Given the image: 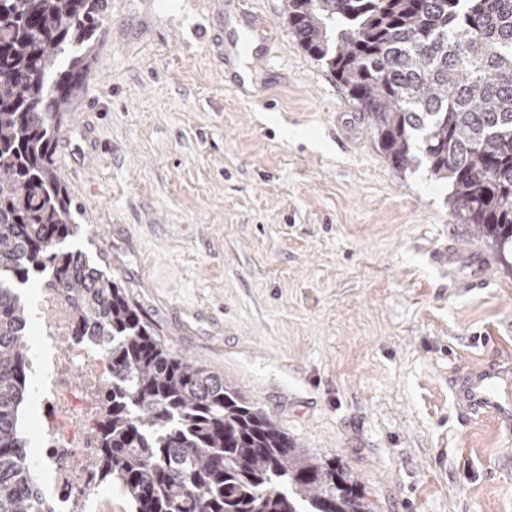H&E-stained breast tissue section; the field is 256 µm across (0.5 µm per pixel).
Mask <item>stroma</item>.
<instances>
[{"label":"stroma","instance_id":"obj_1","mask_svg":"<svg viewBox=\"0 0 512 512\" xmlns=\"http://www.w3.org/2000/svg\"><path fill=\"white\" fill-rule=\"evenodd\" d=\"M261 101L224 85L235 27L214 0H108L55 132L78 244L171 352L225 380L373 512H512V435L468 419L451 380L512 365V268L448 211V186L384 158L367 117L301 50L287 0ZM488 262L480 288L435 261Z\"/></svg>","mask_w":512,"mask_h":512}]
</instances>
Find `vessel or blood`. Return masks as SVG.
Listing matches in <instances>:
<instances>
[{"instance_id": "1", "label": "vessel or blood", "mask_w": 512, "mask_h": 512, "mask_svg": "<svg viewBox=\"0 0 512 512\" xmlns=\"http://www.w3.org/2000/svg\"><path fill=\"white\" fill-rule=\"evenodd\" d=\"M457 405L473 419L493 418L504 429L512 428V367L478 362L452 381Z\"/></svg>"}]
</instances>
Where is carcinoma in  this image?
<instances>
[{"label":"carcinoma","instance_id":"carcinoma-1","mask_svg":"<svg viewBox=\"0 0 512 512\" xmlns=\"http://www.w3.org/2000/svg\"><path fill=\"white\" fill-rule=\"evenodd\" d=\"M106 0H0V512H37L26 470L27 298L71 303L109 360L89 466L132 512H371L334 458L298 448L224 376L164 349L87 252L54 130L88 72ZM298 46L367 116L401 172L448 183V209L512 258V0H288Z\"/></svg>","mask_w":512,"mask_h":512}]
</instances>
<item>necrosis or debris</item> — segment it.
Listing matches in <instances>:
<instances>
[{"label": "necrosis or debris", "instance_id": "4bbe7bcc", "mask_svg": "<svg viewBox=\"0 0 512 512\" xmlns=\"http://www.w3.org/2000/svg\"><path fill=\"white\" fill-rule=\"evenodd\" d=\"M43 354L36 365L39 433L28 451L29 469L49 475L39 497L40 512H112L100 494L97 472L88 461L96 453L91 435L103 398L109 366L101 351L77 343L67 299L50 291L40 303Z\"/></svg>", "mask_w": 512, "mask_h": 512}]
</instances>
